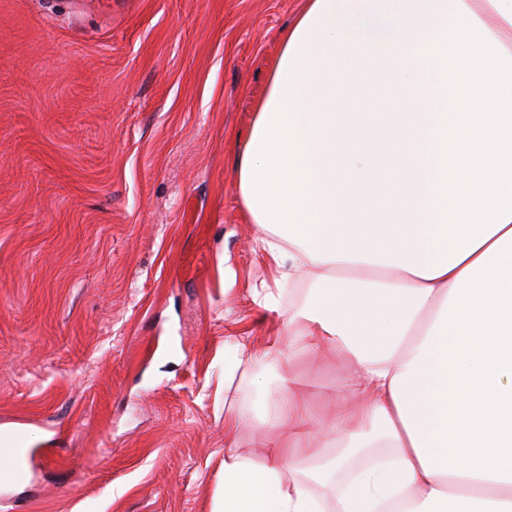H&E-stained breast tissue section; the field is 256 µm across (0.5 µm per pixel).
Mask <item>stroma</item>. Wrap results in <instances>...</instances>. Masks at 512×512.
<instances>
[{"label":"stroma","instance_id":"obj_1","mask_svg":"<svg viewBox=\"0 0 512 512\" xmlns=\"http://www.w3.org/2000/svg\"><path fill=\"white\" fill-rule=\"evenodd\" d=\"M0 0V512H215L224 410L302 358L224 386V347L287 331L234 161L305 0Z\"/></svg>","mask_w":512,"mask_h":512}]
</instances>
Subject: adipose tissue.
<instances>
[{"instance_id": "adipose-tissue-1", "label": "adipose tissue", "mask_w": 512, "mask_h": 512, "mask_svg": "<svg viewBox=\"0 0 512 512\" xmlns=\"http://www.w3.org/2000/svg\"><path fill=\"white\" fill-rule=\"evenodd\" d=\"M235 188L278 273L258 307L305 282L294 352L348 364L318 430L294 387L225 413L267 453L225 448L219 512H512V0H306ZM473 87V86H472ZM484 89L480 86H475L469 93V107L470 112L462 117L463 124V143L462 148L474 151L476 142L479 136L478 117L472 112L473 105L476 99L483 93Z\"/></svg>"}]
</instances>
